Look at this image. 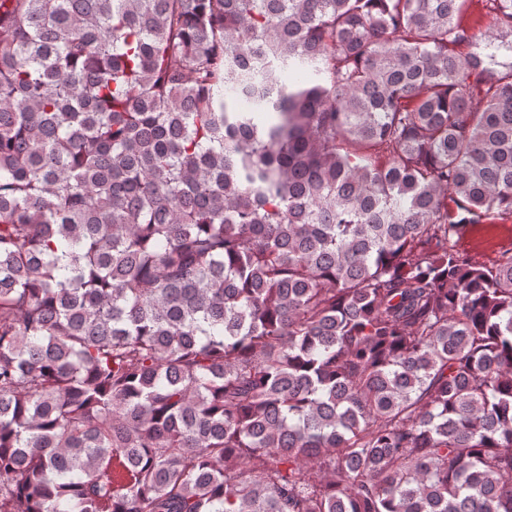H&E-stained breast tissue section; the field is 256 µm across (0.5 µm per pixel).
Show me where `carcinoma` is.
Masks as SVG:
<instances>
[{
  "instance_id": "carcinoma-1",
  "label": "carcinoma",
  "mask_w": 512,
  "mask_h": 512,
  "mask_svg": "<svg viewBox=\"0 0 512 512\" xmlns=\"http://www.w3.org/2000/svg\"><path fill=\"white\" fill-rule=\"evenodd\" d=\"M469 2L0 0V512H512ZM457 247L468 252L477 261L492 262L508 250L512 251V217L504 216L492 223L467 227Z\"/></svg>"
}]
</instances>
